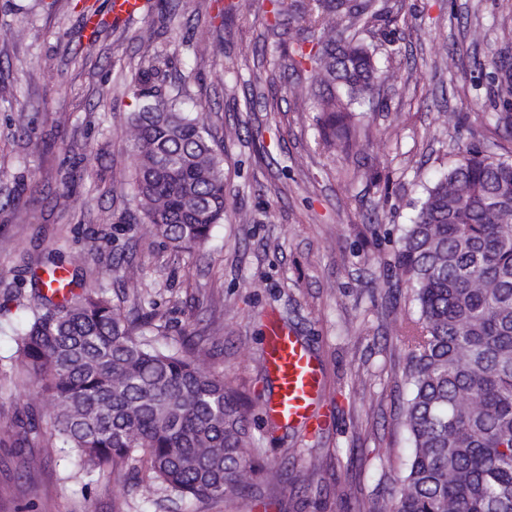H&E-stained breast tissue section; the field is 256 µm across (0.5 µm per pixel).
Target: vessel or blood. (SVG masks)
<instances>
[{
    "label": "vessel or blood",
    "mask_w": 512,
    "mask_h": 512,
    "mask_svg": "<svg viewBox=\"0 0 512 512\" xmlns=\"http://www.w3.org/2000/svg\"><path fill=\"white\" fill-rule=\"evenodd\" d=\"M264 371L271 384L264 411L271 421L288 427L321 426V368L293 329L271 323L265 339Z\"/></svg>",
    "instance_id": "1"
}]
</instances>
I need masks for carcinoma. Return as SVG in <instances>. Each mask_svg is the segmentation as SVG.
<instances>
[{"label": "carcinoma", "instance_id": "1", "mask_svg": "<svg viewBox=\"0 0 512 512\" xmlns=\"http://www.w3.org/2000/svg\"><path fill=\"white\" fill-rule=\"evenodd\" d=\"M364 18L381 32L382 14L357 0H310L304 22L321 35L294 49L324 87L317 130L328 145L350 147L356 112L371 106L379 69L371 44L336 38V17ZM162 67L131 73L128 114L135 132L134 199L155 236L200 250L224 223V153L214 147L203 114L180 93L157 85ZM496 123L512 128V71L499 67ZM395 267L413 295L417 316L400 341L408 349L410 395L402 407L412 441L392 512H512V161L471 141L427 188L397 240ZM109 265L80 292L57 294L68 273L47 266L33 276L36 303L14 329L15 362L54 409L50 448L95 466L131 459L117 474L144 499L228 501L282 474L249 448L243 397L221 371L200 363L192 336L171 351L156 302L138 296V318L112 303L103 281ZM41 435L33 416L6 436L23 448Z\"/></svg>", "mask_w": 512, "mask_h": 512}]
</instances>
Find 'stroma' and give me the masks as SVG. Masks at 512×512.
<instances>
[{
	"mask_svg": "<svg viewBox=\"0 0 512 512\" xmlns=\"http://www.w3.org/2000/svg\"><path fill=\"white\" fill-rule=\"evenodd\" d=\"M109 35L97 61L75 64L77 0H0V360L32 302L30 277L48 253L69 269L129 265L109 281L123 309L133 289L158 302L166 340L199 336L209 366L252 402L249 433L277 486L223 503L147 502L40 444L0 443V512H367L393 503L411 440L401 417L415 306L394 266L395 241L458 141L512 158L496 129L494 65L512 67V0H376L377 60L388 75L360 117L351 150L326 149L315 129L319 87L285 49L308 37V0H142L116 21L91 0ZM163 92L182 90L224 153L226 210L200 251L162 245L129 203L124 79L155 58ZM109 88L99 104L100 88ZM293 328L324 368L322 431L269 428L263 345L268 316ZM21 370L0 374V430L50 407ZM313 471L311 482L295 477Z\"/></svg>",
	"mask_w": 512,
	"mask_h": 512,
	"instance_id": "35a3bbf8",
	"label": "stroma"
}]
</instances>
